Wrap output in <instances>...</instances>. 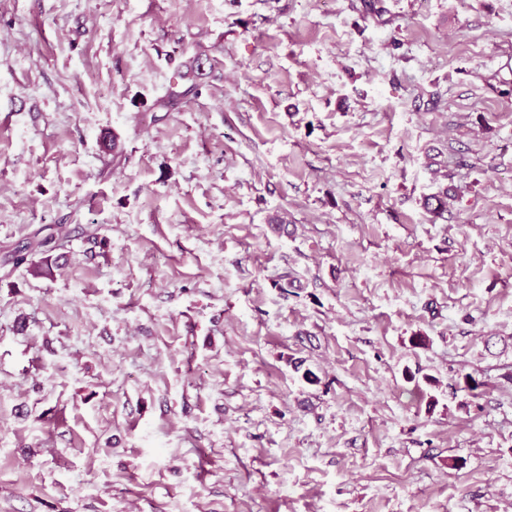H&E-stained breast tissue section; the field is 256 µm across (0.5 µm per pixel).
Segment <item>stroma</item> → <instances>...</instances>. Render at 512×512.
<instances>
[{"label": "stroma", "instance_id": "obj_1", "mask_svg": "<svg viewBox=\"0 0 512 512\" xmlns=\"http://www.w3.org/2000/svg\"><path fill=\"white\" fill-rule=\"evenodd\" d=\"M0 512H512V0H0ZM68 237V231L64 225H59L56 229L55 233L50 234L41 239L34 240L30 242L23 248V250H19L16 255V260L23 262L26 261V253L23 254L24 250L29 252L31 251H42L45 253L53 252L56 249H59L62 246V241Z\"/></svg>", "mask_w": 512, "mask_h": 512}]
</instances>
